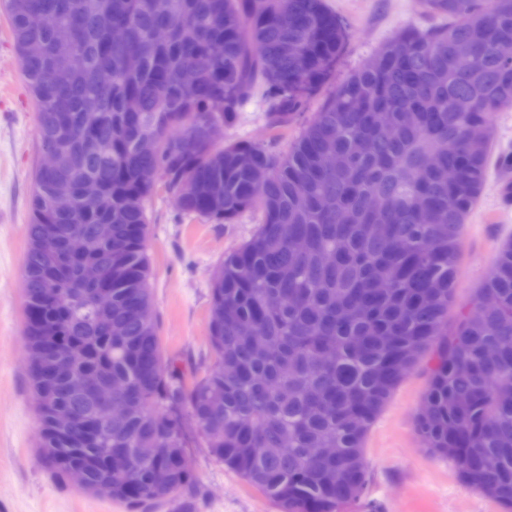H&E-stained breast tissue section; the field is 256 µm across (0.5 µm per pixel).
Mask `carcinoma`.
Segmentation results:
<instances>
[{
	"mask_svg": "<svg viewBox=\"0 0 512 512\" xmlns=\"http://www.w3.org/2000/svg\"><path fill=\"white\" fill-rule=\"evenodd\" d=\"M422 7L439 22L403 29L338 81L348 31L326 0H0L39 150L59 158L34 173L22 283L32 388L77 421L56 434L54 416L37 411L40 458L60 479L83 467L86 493L137 509L195 489L181 468L194 441L278 512H340L367 488L373 422L431 350L417 432L512 512L511 237L468 312L448 323L464 226L487 179L490 116L512 109V61L496 52L512 42V0ZM32 13L43 27L28 25ZM114 26L126 29L121 44ZM101 69L112 84L98 82ZM185 69L196 85L181 83ZM328 86L285 153L207 137L257 94L269 128L286 129ZM445 139L457 151L426 165ZM327 153L344 167L325 168ZM61 178L74 192L64 212L51 202ZM89 180L104 200L85 196ZM159 186L181 213L214 224L258 216L212 282L210 362L190 377L162 351L150 288L146 208ZM99 224L112 239L97 237ZM74 233L88 251L43 287L45 252L66 250ZM89 260L104 267L99 284L81 277ZM101 288L112 294L106 318ZM486 296L498 307L485 308ZM74 348L84 359L71 361ZM331 348L336 360L321 362ZM109 383L127 407L119 421L99 396ZM335 447V457L306 454Z\"/></svg>",
	"mask_w": 512,
	"mask_h": 512,
	"instance_id": "cac0c4a2",
	"label": "carcinoma"
}]
</instances>
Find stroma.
<instances>
[{"instance_id":"35a3bbf8","label":"stroma","mask_w":512,"mask_h":512,"mask_svg":"<svg viewBox=\"0 0 512 512\" xmlns=\"http://www.w3.org/2000/svg\"><path fill=\"white\" fill-rule=\"evenodd\" d=\"M327 3L349 34L336 66L341 76L368 61L400 28L430 23L420 0ZM265 110L262 97H253L225 128V139L265 143L274 138L280 151H288L299 125L273 134ZM36 125L37 112L18 68L8 21L0 14V512H130L125 504L92 497L60 480L39 457L21 278L33 172L41 159ZM508 178L512 168L491 164L464 231L457 303L469 300L490 274L499 245L512 236V200L501 194ZM148 217L151 288L162 345L189 371L207 348L211 279L225 255L252 236L257 222L249 215L234 224L185 217L161 192L153 198ZM431 365L429 356H421L373 423L366 441L370 483L342 512H504L463 483L451 463L431 456L416 431ZM187 453L197 477L195 490L145 503L138 512H277L260 490L214 461L207 449L193 446Z\"/></svg>"}]
</instances>
